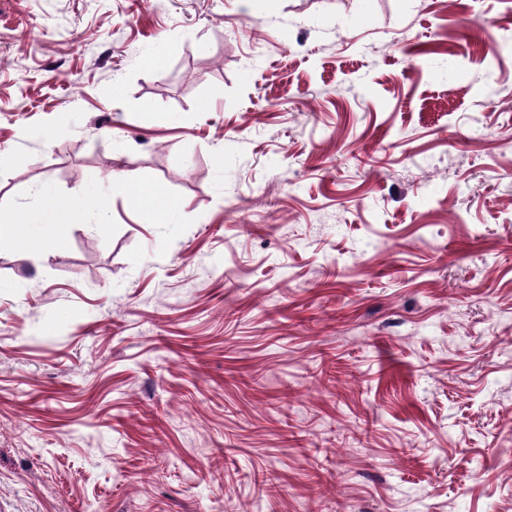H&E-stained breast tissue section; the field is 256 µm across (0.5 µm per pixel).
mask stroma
I'll list each match as a JSON object with an SVG mask.
<instances>
[{"instance_id": "stroma-1", "label": "stroma", "mask_w": 512, "mask_h": 512, "mask_svg": "<svg viewBox=\"0 0 512 512\" xmlns=\"http://www.w3.org/2000/svg\"><path fill=\"white\" fill-rule=\"evenodd\" d=\"M51 200L0 512H512V0H0V218ZM139 193L144 194L145 198L141 199L138 195V202H134L135 195L131 196L132 207L151 211L155 223H164L174 208V203L165 190L160 185L145 183L140 186Z\"/></svg>"}]
</instances>
